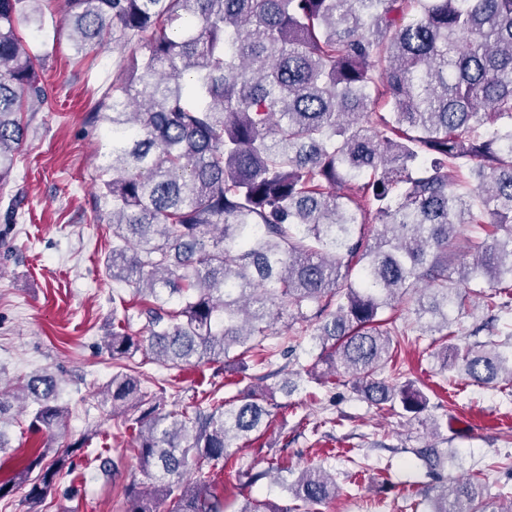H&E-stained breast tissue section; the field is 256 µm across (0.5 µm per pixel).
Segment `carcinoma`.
<instances>
[{
    "label": "carcinoma",
    "mask_w": 512,
    "mask_h": 512,
    "mask_svg": "<svg viewBox=\"0 0 512 512\" xmlns=\"http://www.w3.org/2000/svg\"><path fill=\"white\" fill-rule=\"evenodd\" d=\"M45 0H0V182L44 101L36 55L16 24L42 23ZM73 47L104 34L129 51L91 119L107 125L99 197L109 206L112 280L131 288L143 330L112 306L107 349L122 370L100 390L112 410L143 408L134 451L148 486L124 488L125 512H224L211 470L262 436L277 404L248 392L164 412L141 369L222 363L238 373L272 365L266 340L286 316L316 322L319 373L352 379L364 401L406 413L429 400L382 376L409 341L383 312L413 302L419 331L440 336L441 369L476 385L512 383V344L463 347L451 313L469 296L498 321L512 314V0H63ZM473 224L457 253L460 228ZM456 265L459 284L448 285ZM175 302L176 307L167 304ZM143 358L137 362L136 354ZM37 404L30 428L63 426L58 380L20 387ZM429 473L448 457L413 449ZM0 480V498L38 467L37 504L70 465V451ZM298 504L248 498L238 512H298L339 495L307 466L280 478ZM457 482L428 512H512Z\"/></svg>",
    "instance_id": "1"
}]
</instances>
